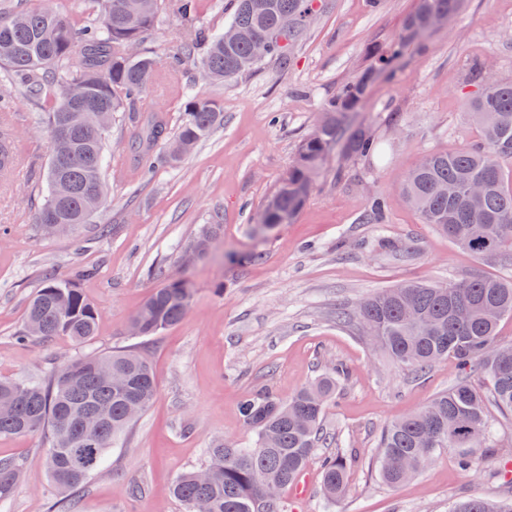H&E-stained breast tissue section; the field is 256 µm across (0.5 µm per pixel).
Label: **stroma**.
<instances>
[{
	"mask_svg": "<svg viewBox=\"0 0 512 512\" xmlns=\"http://www.w3.org/2000/svg\"><path fill=\"white\" fill-rule=\"evenodd\" d=\"M49 8L83 27L100 19L86 0H0ZM444 28L411 44L393 71L370 89L349 120L386 143L384 156L345 160L332 153L316 173L305 205L288 224L256 233L254 218L286 177L299 141L344 83L374 66L365 49L395 40L416 0H322L287 65L266 60L232 82H209L187 67L184 78L215 101L224 124L179 164L158 156L144 180L126 148L123 119L106 137L107 205L76 235L48 236L34 222L40 203L28 164H47L50 142L38 107L0 82L26 116L16 124L20 169L0 179V378L47 379L62 362L86 353L133 348L150 361L158 395L113 448L100 473L74 496L76 512H184L168 493L180 473L203 466L215 440L254 445L239 413L250 393L288 400L318 375L343 367L324 424L349 456L347 487L336 503L321 493L317 451L304 471L303 495L280 494L284 512H448L477 495L512 497V416L489 408L490 452L465 473L453 450L412 480L390 486L377 474L385 424L448 390L454 360L418 377L372 348L356 328L337 325L336 309L402 281L448 283L481 272L512 282V265L484 262L458 248L406 201L400 185L423 154L474 142L478 127L465 115V93L476 91L474 63L512 77V0H465ZM189 30L163 14L144 48L158 58L177 52ZM386 198L381 224L362 220L373 193ZM223 230L209 257L185 260L183 242L203 225ZM84 295L99 311L96 333L82 347L60 336L18 342L28 298L46 273L77 269ZM188 276L195 304L160 335L130 336L131 317L164 279ZM46 434L0 438V458L23 462L0 512H49Z\"/></svg>",
	"mask_w": 512,
	"mask_h": 512,
	"instance_id": "35a3bbf8",
	"label": "stroma"
}]
</instances>
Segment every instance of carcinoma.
I'll return each instance as SVG.
<instances>
[{"label": "carcinoma", "mask_w": 512, "mask_h": 512, "mask_svg": "<svg viewBox=\"0 0 512 512\" xmlns=\"http://www.w3.org/2000/svg\"><path fill=\"white\" fill-rule=\"evenodd\" d=\"M99 11V24L76 28L50 9L18 7L0 21V72L21 84L29 96L49 91L51 107L41 117L48 138L66 123L74 142L71 156L49 157L44 200L34 222L46 234L77 233L105 204L103 180L105 136L117 113L127 111L128 145L137 166L153 168L158 146L167 147L178 164L194 147L223 125L224 114L214 101L192 86L183 91L182 117L175 134L165 111L141 115L155 73L177 75L192 62L213 81H231L257 69L254 41H265L266 57L288 63V51L299 40L317 0H227L229 26L239 37L224 42L202 21L201 0H88ZM462 0H417L405 18L402 33L384 58L390 65L408 46L426 37V21L433 15H455ZM171 10L191 29L181 55L160 62L142 46L164 9ZM288 13L297 20L288 44L274 38L277 21ZM379 70L368 68L345 83L328 102L322 120L300 142L288 175L267 200L258 218L266 224L293 220L313 188L319 166L335 149L347 157H368L378 139L358 131L342 139L348 113L365 101ZM478 91L465 101L469 117L480 128L479 141L452 152H428L406 176L402 192L423 222L434 226L460 248L488 262L512 261V185H505L502 164L512 162V79L487 82L483 65L475 64ZM81 90V105L69 97ZM0 120V177L14 164L11 133ZM60 204L58 223L44 224L48 209ZM385 197L374 194L365 222L384 221ZM222 228L208 224L183 249L207 255ZM84 276L60 279L46 275L25 311L20 338L50 342L66 336L85 344L95 336L99 312L77 286ZM193 304L189 281L171 278L154 289L133 315L142 336H155L181 322ZM512 316V283L483 273H470L446 283L404 282L362 299L357 306L336 311V322L354 326L360 335L401 368L426 374L434 363L452 358L469 373L422 409L390 421L382 430L378 473L397 485L423 472L438 451L455 449L462 470L476 468V454L489 447L487 405L512 415V342L497 339V327ZM336 369L302 387L286 402L266 392L247 396L240 404L244 424L256 430L251 448L216 442L208 450V464L178 475L169 493L193 512L197 502L206 512H280L279 492L294 483L319 448L337 444L324 427L328 403L336 397ZM487 381L482 389L471 374ZM158 393L148 359L135 349L86 354L63 363L44 382L0 379V438L46 433V464L58 496L66 498L82 488L103 467L109 450L135 421L130 400L144 414ZM351 463L342 452L322 461V491L334 501L345 491ZM21 464L0 458V499L8 497ZM448 512H512V500L491 502L480 497L450 506Z\"/></svg>", "instance_id": "carcinoma-1"}]
</instances>
